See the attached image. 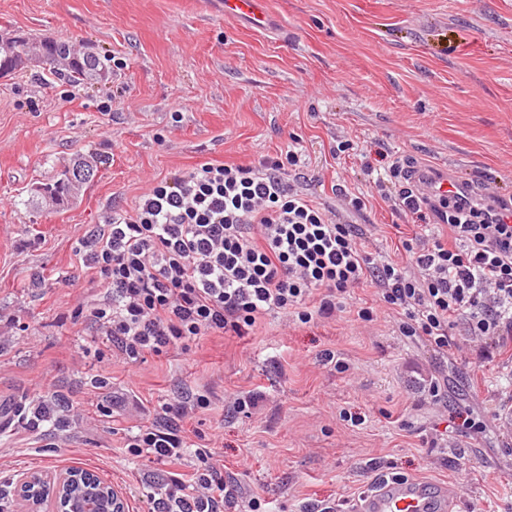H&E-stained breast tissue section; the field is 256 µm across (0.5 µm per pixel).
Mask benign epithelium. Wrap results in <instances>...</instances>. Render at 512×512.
Listing matches in <instances>:
<instances>
[{
	"mask_svg": "<svg viewBox=\"0 0 512 512\" xmlns=\"http://www.w3.org/2000/svg\"><path fill=\"white\" fill-rule=\"evenodd\" d=\"M84 468L59 473L28 471L18 481L19 512H128V503L114 486L93 483Z\"/></svg>",
	"mask_w": 512,
	"mask_h": 512,
	"instance_id": "7a95c632",
	"label": "benign epithelium"
}]
</instances>
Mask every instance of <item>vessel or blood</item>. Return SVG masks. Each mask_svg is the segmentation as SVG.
<instances>
[{
	"label": "vessel or blood",
	"instance_id": "obj_1",
	"mask_svg": "<svg viewBox=\"0 0 512 512\" xmlns=\"http://www.w3.org/2000/svg\"><path fill=\"white\" fill-rule=\"evenodd\" d=\"M224 15L259 31L271 25L262 0H224ZM456 504V493L449 487L433 492L428 483L418 480L385 481L357 501L355 512H452Z\"/></svg>",
	"mask_w": 512,
	"mask_h": 512
}]
</instances>
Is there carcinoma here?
Segmentation results:
<instances>
[{
    "label": "carcinoma",
    "instance_id": "1",
    "mask_svg": "<svg viewBox=\"0 0 512 512\" xmlns=\"http://www.w3.org/2000/svg\"><path fill=\"white\" fill-rule=\"evenodd\" d=\"M38 45L50 54L68 59L67 79L73 84L80 85L89 80H97L109 72V57L105 55L101 56L92 51L77 55L64 41L37 40L22 36L12 42L0 44V70L16 71L32 61H41L36 53ZM101 164L102 160L95 155H81L56 178L40 185V189L54 197L57 204L69 206L79 198L84 185L92 180Z\"/></svg>",
    "mask_w": 512,
    "mask_h": 512
}]
</instances>
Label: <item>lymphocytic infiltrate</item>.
Wrapping results in <instances>:
<instances>
[{
	"instance_id": "f902f5d3",
	"label": "lymphocytic infiltrate",
	"mask_w": 512,
	"mask_h": 512,
	"mask_svg": "<svg viewBox=\"0 0 512 512\" xmlns=\"http://www.w3.org/2000/svg\"><path fill=\"white\" fill-rule=\"evenodd\" d=\"M300 163L291 147L255 163L203 164L152 183L132 210L82 237L93 335L134 362L205 334L247 335L273 311L301 324L331 316L368 282L398 332L424 338L440 358L456 347L455 324L484 348L512 341V196L469 180L426 193L411 160H383L374 185L391 209L448 227L443 239L404 240L396 260L372 253L365 230L306 193ZM206 405L188 395L165 403L159 422L126 443L162 465L189 449L199 461L189 478L153 486L154 512H260L206 445L183 436Z\"/></svg>"
}]
</instances>
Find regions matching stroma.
<instances>
[{
	"label": "stroma",
	"mask_w": 512,
	"mask_h": 512,
	"mask_svg": "<svg viewBox=\"0 0 512 512\" xmlns=\"http://www.w3.org/2000/svg\"><path fill=\"white\" fill-rule=\"evenodd\" d=\"M220 0H0V31L108 55L109 74L75 85L38 63L0 76V486L20 473L82 467L153 512L151 485L192 472L131 454L178 394L206 395L197 427L264 512L335 504L346 512L382 479L453 484L458 512H512V432L495 427L431 443L448 412L428 375L462 376L466 401L492 418L508 403L497 381L512 351L462 346L438 359L400 335L370 286L342 312L289 322L271 312L245 336H202L129 362L91 336L76 311L89 295L78 238L132 209L156 180L211 162L250 163L299 142L308 189L370 194L366 162L411 159L449 180L481 179L512 195V0H262L268 31L226 19ZM103 160L76 204L30 206V190L79 154ZM370 248L403 257L414 231L372 197L348 214ZM372 308L373 321L359 320ZM62 396L65 427L24 429L34 389ZM263 392L252 413L234 397ZM147 408L131 417L112 393Z\"/></svg>",
	"instance_id": "1"
}]
</instances>
